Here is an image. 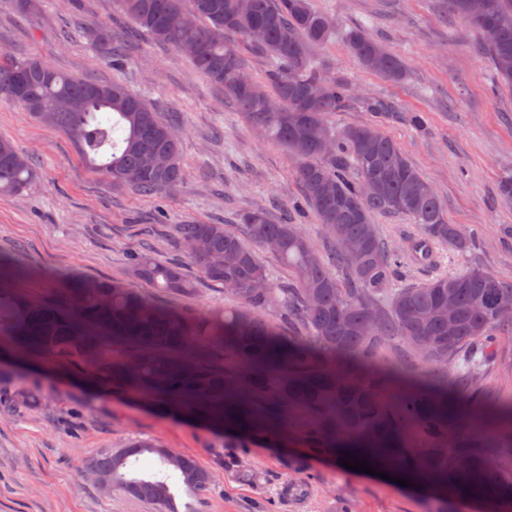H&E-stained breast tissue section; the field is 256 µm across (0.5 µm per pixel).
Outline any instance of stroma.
Returning <instances> with one entry per match:
<instances>
[{"mask_svg": "<svg viewBox=\"0 0 512 512\" xmlns=\"http://www.w3.org/2000/svg\"><path fill=\"white\" fill-rule=\"evenodd\" d=\"M336 22V35L315 49L350 83L345 108L329 119L336 131L375 124L395 139L434 186L449 223L474 230L480 249L458 254L441 249L437 264L406 262L399 283L415 284L479 267L512 280V205L497 186L512 170V91L492 87L495 67L480 52L481 33L451 18L445 0H314ZM127 31L123 65L103 63L78 26ZM365 27L407 67L393 82L364 70L350 55L347 34ZM118 0H37L20 13L0 0V52L36 58L65 74L119 81L143 97L181 137L187 175L172 193L144 197L113 185L86 163L66 134L39 125L15 102L0 99V136L26 154L37 177L22 193L0 196V257L13 283L34 300H55L67 279L108 277L128 281L130 252L151 242L160 261L184 254L170 237L175 224H235L243 212L262 209L276 221L300 224L317 247L325 235L311 212L293 209L301 186L286 150L262 139L183 56L166 44L132 32ZM382 100L388 112L368 103ZM423 112V128L405 113ZM191 298L154 293L159 304L189 313L231 306L223 287L197 280ZM9 388L40 393L30 415L0 418V512H160L158 505L123 492L105 493L82 473L83 461L132 438L151 440L193 456L215 473L205 512H436L430 495L378 476L347 469L339 460L302 457L296 441L287 447L239 449L233 436L202 424L164 416L124 394L102 391L55 364L32 360ZM264 474L251 485L225 471L238 456ZM309 478L307 495L283 497L288 476Z\"/></svg>", "mask_w": 512, "mask_h": 512, "instance_id": "35a3bbf8", "label": "stroma"}]
</instances>
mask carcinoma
I'll return each mask as SVG.
<instances>
[{
  "mask_svg": "<svg viewBox=\"0 0 512 512\" xmlns=\"http://www.w3.org/2000/svg\"><path fill=\"white\" fill-rule=\"evenodd\" d=\"M119 2L138 30L189 57L250 126L288 151L332 257L300 225L276 223L261 209L243 214L232 229L177 224L190 262L224 286L234 307L195 316L105 278L71 281L60 302L1 287L0 347L68 367L163 413L240 433L248 443L281 445L293 436L309 456L347 448L438 500L475 499L486 512H512V405L497 423L507 431L505 446L493 448L477 433L490 425L485 376L512 364V350L497 337L512 330V282L473 267L395 286L404 255L385 243L375 214L410 217L426 257L442 245L465 254L475 235L448 223L432 185L376 125L340 134L328 125L350 95L343 75L314 62V49L336 30L334 19L313 0ZM472 2L448 0L447 8L486 36L497 81L512 87V0H479L477 9ZM79 33L100 47L110 38L99 27ZM242 43L266 57L265 81L248 75ZM346 43L365 70L395 81L406 76L403 62L366 30L350 32ZM2 97L19 102L35 122L69 134L115 184L156 196L184 183L178 137L120 82L77 79L1 52ZM156 154L167 155L168 166H155ZM17 155L0 138V195L22 192L37 175ZM368 178L376 184L370 197L363 194ZM348 242L362 249L351 252ZM260 248L288 269L294 287L277 286ZM129 274L161 292L197 294L182 267L159 262L149 248L132 255ZM395 345L428 367L454 364L455 379L412 378L387 366L382 353ZM393 384L402 389L391 403L386 390ZM40 405L32 392L0 390V415L20 417ZM83 470L110 477L112 489L162 512H179L173 493L179 486L199 501L214 487L213 473L193 457L140 439L87 459Z\"/></svg>",
  "mask_w": 512,
  "mask_h": 512,
  "instance_id": "1",
  "label": "carcinoma"
}]
</instances>
